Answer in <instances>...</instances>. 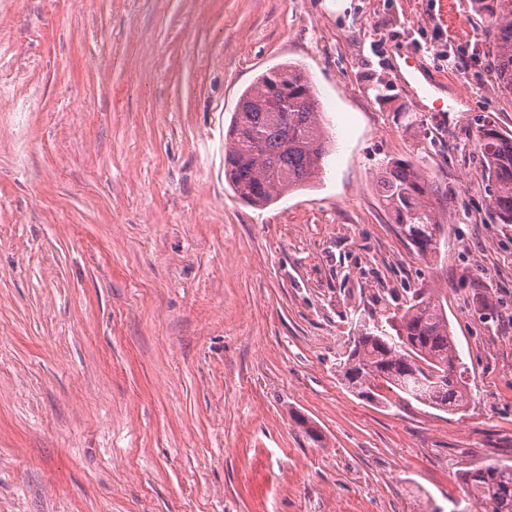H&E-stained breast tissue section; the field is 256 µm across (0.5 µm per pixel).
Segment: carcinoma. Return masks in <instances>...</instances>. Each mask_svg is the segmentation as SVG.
Listing matches in <instances>:
<instances>
[{"label":"carcinoma","mask_w":512,"mask_h":512,"mask_svg":"<svg viewBox=\"0 0 512 512\" xmlns=\"http://www.w3.org/2000/svg\"><path fill=\"white\" fill-rule=\"evenodd\" d=\"M512 0H471L493 36L491 67L497 88L512 95ZM310 77L285 63L262 72L239 97L224 143V171L235 195L254 206L305 186L330 152L327 127ZM477 144L495 188L490 207L512 223V137L485 121ZM379 192L401 232L422 258L439 252L436 190L422 170L406 160L380 164ZM395 335L366 327L352 338L338 371L357 396L385 400L382 387L401 401L459 411L469 397L466 367L445 306L434 293L414 290L393 315ZM467 498L486 512H512V465L485 464L463 477Z\"/></svg>","instance_id":"obj_1"}]
</instances>
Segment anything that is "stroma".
Here are the masks:
<instances>
[{
	"label": "stroma",
	"instance_id": "stroma-1",
	"mask_svg": "<svg viewBox=\"0 0 512 512\" xmlns=\"http://www.w3.org/2000/svg\"><path fill=\"white\" fill-rule=\"evenodd\" d=\"M487 30L470 0H0V512H460L464 471L512 465V224L474 144L484 117L512 136V95ZM282 63L335 150L256 208L224 137ZM433 83L447 120L413 100ZM389 158L439 190L436 258L378 192ZM417 288L463 411L338 375L359 317Z\"/></svg>",
	"mask_w": 512,
	"mask_h": 512
}]
</instances>
